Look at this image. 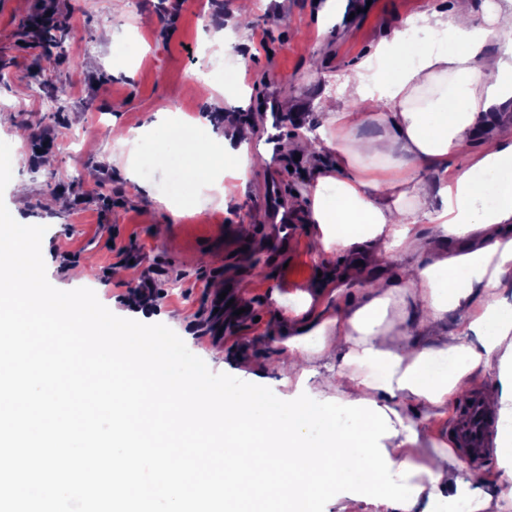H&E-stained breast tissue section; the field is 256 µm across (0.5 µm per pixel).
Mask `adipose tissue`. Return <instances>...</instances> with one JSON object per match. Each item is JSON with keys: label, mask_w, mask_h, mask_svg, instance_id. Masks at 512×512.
I'll return each instance as SVG.
<instances>
[{"label": "adipose tissue", "mask_w": 512, "mask_h": 512, "mask_svg": "<svg viewBox=\"0 0 512 512\" xmlns=\"http://www.w3.org/2000/svg\"><path fill=\"white\" fill-rule=\"evenodd\" d=\"M323 108L336 164L313 169L309 222L322 256L349 259L332 283L333 311L302 290L283 319L280 381L293 392L315 370L319 399H366L386 411L393 471L418 469L407 512H512V491H482L427 445L429 416L494 368L498 380L482 397L496 415L497 465L512 470V303L502 295L512 282V135L473 149L491 119L512 116V0H453L450 10L408 17L339 76ZM374 117L381 133L358 135ZM240 138L228 122L210 149L184 146L187 173L203 184L220 163L226 178L244 179ZM456 154L471 160L452 174ZM392 168L405 172L403 190L385 177ZM450 310L478 344L447 334ZM416 407L425 417L408 416Z\"/></svg>", "instance_id": "1"}]
</instances>
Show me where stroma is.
Listing matches in <instances>:
<instances>
[{"instance_id":"stroma-1","label":"stroma","mask_w":512,"mask_h":512,"mask_svg":"<svg viewBox=\"0 0 512 512\" xmlns=\"http://www.w3.org/2000/svg\"><path fill=\"white\" fill-rule=\"evenodd\" d=\"M49 2L66 27L61 48L46 51L31 19ZM442 0H342L321 25L317 0H255L250 26L233 21V0H0V101L9 103L0 140L12 147L13 178L25 194L6 188L0 199L29 225H42L47 278L84 287L123 318L162 323L215 373L269 387L280 399L288 389L258 362L275 360L281 346L273 296L291 301L297 291L335 276L344 256L322 261L308 226L310 158L270 157L265 125L251 126L269 95L287 99L278 139L302 142L325 123L321 102L335 91L337 74L351 73L382 37L408 16ZM156 20L141 29L140 16ZM229 62L228 75L188 88L191 70L208 61ZM243 128L247 157L264 164L246 172L233 204L181 181L177 196L163 192L172 153L163 139L200 133L223 135L224 121ZM145 129L154 145L153 173L140 176L143 149L118 153L112 130ZM151 193H143L141 182ZM277 183L296 211L291 246L273 251L274 227L254 223L266 213L264 196ZM155 289L129 303L145 269ZM250 289L248 320L221 304L219 286ZM222 356H212L214 345Z\"/></svg>"}]
</instances>
